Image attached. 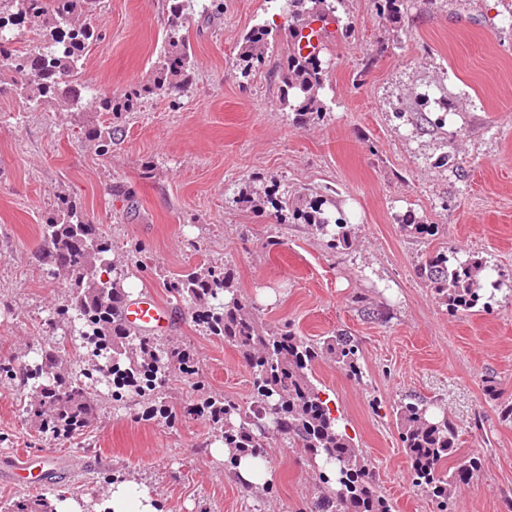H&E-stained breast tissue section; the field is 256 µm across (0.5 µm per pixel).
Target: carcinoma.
Here are the masks:
<instances>
[{"label":"carcinoma","instance_id":"1","mask_svg":"<svg viewBox=\"0 0 512 512\" xmlns=\"http://www.w3.org/2000/svg\"><path fill=\"white\" fill-rule=\"evenodd\" d=\"M16 12L0 15V74L8 72L18 95L26 103L44 99L64 110L82 106L85 84L80 81L82 59L89 44L101 38L92 22L99 0H13ZM168 30L164 53L149 86L134 85L119 99L99 97V110L119 115L133 109L145 94H170L185 87L192 68V51L182 34L186 10L192 0H169ZM344 0H286L289 41L286 65L281 73L285 86L282 107L302 121L323 111L319 98L329 77V63L316 53L304 54L298 47L300 22L305 15L320 22H339L337 6ZM25 22L34 23L51 41L38 51L19 52L4 32ZM273 29L262 24L245 34L240 47L245 69L262 66L273 48ZM88 138L102 153L112 151V127H94ZM259 200L293 221L308 224L327 239L331 249L349 245L348 222L336 203L328 198L288 197L278 194L276 184L263 186ZM47 258L62 262L74 277L70 301L55 311V321L76 326L86 348L87 367L81 377L59 373L67 347L60 344L37 353L17 366L0 363V379L16 381L29 391L30 410L43 418L42 429L53 437L71 436L88 426L99 404V385L126 390L139 397L155 394L162 383L177 374L189 373L190 355L171 348L153 336L129 328L123 318L125 294L100 280L102 273L120 281L125 271L107 257L109 243L99 228L85 218L72 202L60 200L59 215L45 225ZM490 266L481 258L452 260L435 252L419 264L427 285L446 302L448 312L466 313L486 302ZM168 291L189 304L209 336L224 339L243 353L250 368L253 395L243 406L221 394L204 398L202 407L224 434V446L234 450L228 464L240 456H256L269 435L279 436L290 448L302 450L311 462L319 488L309 512H391L376 487L362 450L333 414L322 390L314 383L316 363L329 358L347 377L362 379L359 348L344 333L311 339L288 327H262L249 305L233 289L226 268L209 266L191 271L169 283ZM400 440L410 464L413 485L431 499L434 512H452L458 485L480 468L481 460L470 457L449 469L458 451L459 431L447 415L437 416L431 403L419 396L395 404ZM7 512H57L42 495L20 498Z\"/></svg>","mask_w":512,"mask_h":512}]
</instances>
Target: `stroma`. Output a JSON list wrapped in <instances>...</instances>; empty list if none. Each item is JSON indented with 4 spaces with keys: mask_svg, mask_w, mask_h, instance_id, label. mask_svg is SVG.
<instances>
[{
    "mask_svg": "<svg viewBox=\"0 0 512 512\" xmlns=\"http://www.w3.org/2000/svg\"><path fill=\"white\" fill-rule=\"evenodd\" d=\"M204 5L193 0L183 30L193 57L186 90L147 96L120 118L89 99L75 112L30 106L0 82V362L61 342L72 351L66 372L81 362L80 343L52 319L73 283L40 256L43 226L65 197L109 241L112 262L128 267L127 298L150 291L169 307L163 340L187 350L197 370L160 392L175 421L149 413L142 398L117 406L107 395L64 443L25 413L28 394L0 384V505L23 494L7 477L13 461L43 453L57 466L42 494L80 512H97L117 478L146 488L159 512H306L317 489L300 449L267 440L272 490L257 494L225 466L221 431L199 411L207 391L249 403L252 376L167 283L224 265L263 326L357 342L362 380L329 361L315 379L392 512H433L411 482L393 412L409 395L445 409L459 428L458 457L482 461L455 512H512V420L499 415L512 402V0H401L395 21L374 0H344L337 14L350 33L323 53L324 111L301 123L280 107L289 36L279 0H223L212 16ZM168 15V0H101L105 36L86 49L81 80L116 97L151 83ZM264 23L277 31L274 47L244 72L239 44ZM440 98L452 108L438 128L428 119ZM108 123L116 132L105 155L84 131ZM448 153L457 168L440 166ZM270 182L291 196L335 197L349 248L330 249L310 226L246 205ZM406 222L440 232L420 239ZM436 251L498 271L488 308L449 313L418 273Z\"/></svg>",
    "mask_w": 512,
    "mask_h": 512,
    "instance_id": "1",
    "label": "stroma"
}]
</instances>
